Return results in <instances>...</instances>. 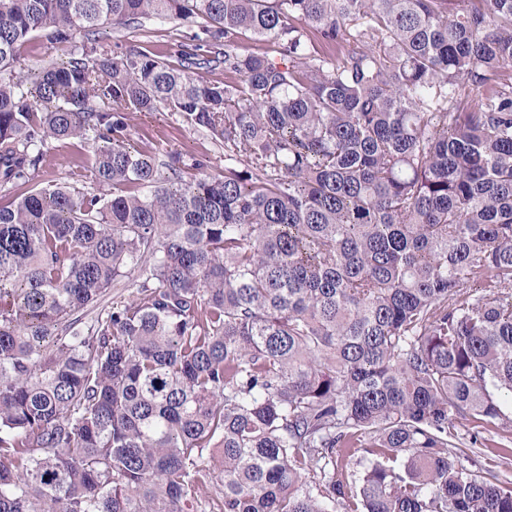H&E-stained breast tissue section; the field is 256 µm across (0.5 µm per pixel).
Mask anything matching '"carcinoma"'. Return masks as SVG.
Wrapping results in <instances>:
<instances>
[{"instance_id":"cac0c4a2","label":"carcinoma","mask_w":512,"mask_h":512,"mask_svg":"<svg viewBox=\"0 0 512 512\" xmlns=\"http://www.w3.org/2000/svg\"><path fill=\"white\" fill-rule=\"evenodd\" d=\"M511 67L512 0H0V512H200L207 451L219 512H512L453 442L512 426ZM161 109L224 172L132 146ZM71 139L99 192L36 184ZM188 27L179 21L166 23H132L122 28H107V37L102 44L105 50L112 51L118 44L123 49H135L148 55H166L173 52ZM66 53L61 49L49 48L39 37H35L32 41L28 42L21 57V67L26 72L28 69L41 66L45 62L54 60L61 62L66 59Z\"/></svg>"}]
</instances>
